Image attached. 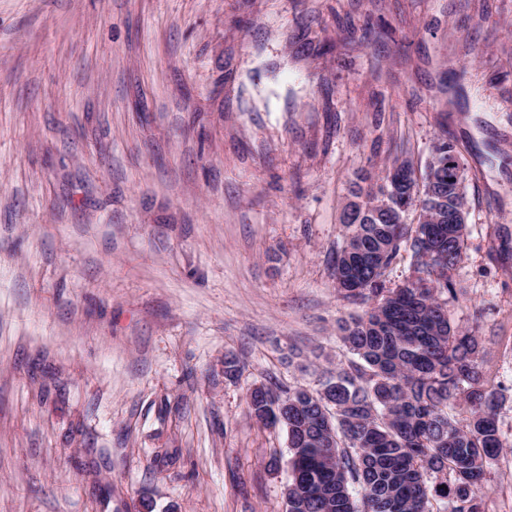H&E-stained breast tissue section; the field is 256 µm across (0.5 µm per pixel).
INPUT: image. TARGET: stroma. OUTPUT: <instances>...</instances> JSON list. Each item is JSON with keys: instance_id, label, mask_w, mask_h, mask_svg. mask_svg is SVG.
Instances as JSON below:
<instances>
[{"instance_id": "35a3bbf8", "label": "stroma", "mask_w": 512, "mask_h": 512, "mask_svg": "<svg viewBox=\"0 0 512 512\" xmlns=\"http://www.w3.org/2000/svg\"><path fill=\"white\" fill-rule=\"evenodd\" d=\"M441 138L512 512V0H0V512H285L250 390L349 363L350 188Z\"/></svg>"}]
</instances>
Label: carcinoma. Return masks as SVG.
I'll list each match as a JSON object with an SVG mask.
<instances>
[{"instance_id":"1","label":"carcinoma","mask_w":512,"mask_h":512,"mask_svg":"<svg viewBox=\"0 0 512 512\" xmlns=\"http://www.w3.org/2000/svg\"><path fill=\"white\" fill-rule=\"evenodd\" d=\"M465 180L443 138L422 179L403 161L352 191L332 267L337 287L369 304L338 325L355 359L316 392L261 385L249 395L251 415L267 426L288 404L286 512H483L487 465L503 448L502 396L483 385L477 337L448 319V273L465 247ZM458 213L461 222L448 223ZM403 247L415 275L388 288L383 273ZM461 398L471 409L458 419L448 408Z\"/></svg>"}]
</instances>
